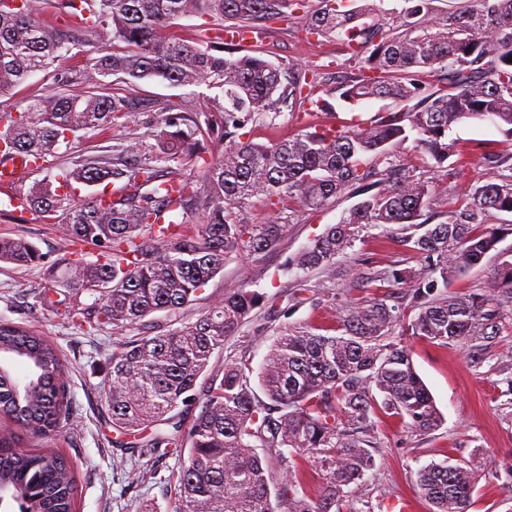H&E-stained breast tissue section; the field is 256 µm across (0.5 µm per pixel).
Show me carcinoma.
<instances>
[{
	"mask_svg": "<svg viewBox=\"0 0 512 512\" xmlns=\"http://www.w3.org/2000/svg\"><path fill=\"white\" fill-rule=\"evenodd\" d=\"M62 0L65 29L39 23V0H0V94L37 71L53 87L27 107L0 117V159L48 160L70 147L80 132L112 129L133 109L122 91L106 92L103 79L161 78L176 85L217 87L224 102L197 111L185 101L157 108L155 145L138 137L98 154L70 157L60 173L27 189L12 187L13 211L60 225L67 256L58 262L69 292L40 294L41 306L62 313L88 332L141 325L151 314L184 307L232 253L271 251L284 231L290 204L319 209L349 192L363 196L338 224L304 246L290 265L320 269L336 278L338 258L368 226L400 224L405 252L425 263L382 272L404 291L405 306L374 297L349 306L323 333L288 330L274 338L258 372L263 396L251 385L249 358L219 366L224 340L263 305L265 296L231 288L196 321L155 329L114 346L106 380L112 428L120 442L152 454H188L172 475L175 512H343L352 488L375 467L369 448L376 423L396 420L424 436L442 416L417 374L401 325L409 336L438 345H463L473 366L483 363L512 312V261L503 260L477 292L450 290L452 281L479 265L502 237L484 227L487 214L512 213V164L488 151L484 183L447 212L433 208L429 183L396 160L395 146L414 139L434 161L461 157L453 126L488 118L512 135V0H478L472 9L441 12L434 0ZM303 12L314 36L337 37L357 61V71L337 86L350 106L369 99L400 105L365 126L332 130L313 125L271 144L240 140L251 114L281 104L324 107L314 99L316 79L288 75L254 50L240 55L224 43V23ZM197 15L210 47L166 33L174 21ZM377 17L372 24L363 22ZM107 31L119 43L111 54L72 74L52 65L82 52L89 37ZM443 73L445 87L428 83ZM82 84L78 94L59 91ZM224 143L220 159L207 158ZM201 164L202 183L179 167ZM122 184L76 205L80 187ZM271 208L265 224H246L242 209ZM96 249L87 261L86 248ZM44 259L24 237H0V262L31 266ZM93 297L87 304L81 295ZM66 369L54 343L30 329L0 323V416L32 435L46 436L72 414ZM284 462L310 453L321 473L318 490L304 491L297 474L276 480L257 448ZM433 512H470L475 471L465 462L431 463L417 475ZM77 481L67 460L53 452L17 450L0 437V505L20 512H74ZM276 498L280 510L272 506Z\"/></svg>",
	"mask_w": 512,
	"mask_h": 512,
	"instance_id": "obj_1",
	"label": "carcinoma"
}]
</instances>
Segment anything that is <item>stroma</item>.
Masks as SVG:
<instances>
[{"mask_svg":"<svg viewBox=\"0 0 512 512\" xmlns=\"http://www.w3.org/2000/svg\"><path fill=\"white\" fill-rule=\"evenodd\" d=\"M257 47L272 62L317 72L318 95L330 107L308 113L281 105L272 112L256 113L244 129L247 140L270 143L312 123H332L354 112L368 120L393 108L391 101L382 99L355 108L340 101L336 87L343 75L353 72L354 62L339 40L320 41L307 35L300 18L267 22ZM107 82L126 87L136 107L127 125L114 126L105 134L83 133L78 148L86 154L118 145L131 136L153 143L154 105L191 100L204 109L215 95L204 85L175 86L159 79L129 83L124 77L111 76ZM451 136L467 155L465 167L453 179L435 168L415 142L394 150L398 159L413 166L417 176L435 185L439 211L454 208L466 190L488 177L480 160L483 151L491 149L512 157V137L490 121L465 120L454 127ZM358 201V196L347 193L317 211L291 209L285 232L272 251L231 257L223 273L195 294L192 302L177 310L156 312L154 322L175 328L194 322L231 288L275 297L274 306L257 308L251 319L225 340L219 356L225 363L244 354L253 368H260L283 328L306 330L334 324L341 308L376 296L379 283L366 288L355 283L368 270L420 269V261L398 245L402 229L397 224L364 229L348 254L338 259L337 278H327L318 270L301 276L290 267V259L302 247L339 223ZM8 211L0 194V236L26 237L38 246L44 259L29 267L0 264V321L28 327L58 346L67 366V388L74 407L72 418L55 434L45 439L22 436L20 447L54 451L71 460L78 482L76 512H172L174 490L166 480L180 470L183 458H150L117 447L104 395L113 342L140 335L141 327L120 332L108 327L90 335L60 313L39 305L36 297L40 292L61 285L63 271L57 261L65 256L67 243L59 225L33 216L20 223L11 219ZM407 343L414 367L444 423L424 436L404 432L392 422L378 424L372 450L376 466L355 489L351 507L355 512H385L387 500L403 497L413 500L414 512H430L416 486L417 474L430 463L448 459L473 463L479 472L470 512H512V387L498 371L499 351L512 350V319L504 321L495 350L477 367L472 366L464 348L438 346L417 336L408 337Z\"/></svg>","mask_w":512,"mask_h":512,"instance_id":"stroma-1","label":"stroma"}]
</instances>
